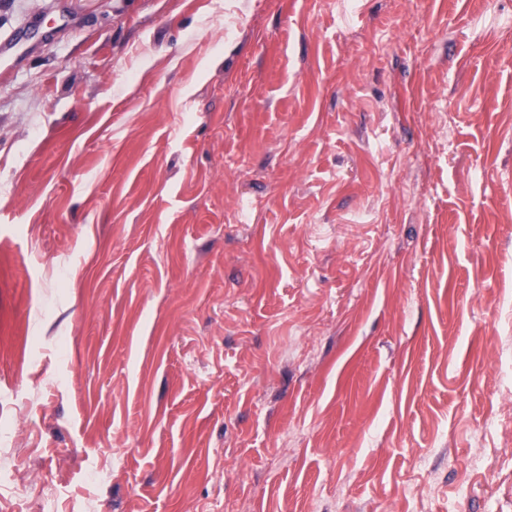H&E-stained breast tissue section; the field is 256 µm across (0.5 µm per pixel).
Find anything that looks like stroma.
I'll list each match as a JSON object with an SVG mask.
<instances>
[{
  "instance_id": "stroma-1",
  "label": "stroma",
  "mask_w": 512,
  "mask_h": 512,
  "mask_svg": "<svg viewBox=\"0 0 512 512\" xmlns=\"http://www.w3.org/2000/svg\"><path fill=\"white\" fill-rule=\"evenodd\" d=\"M0 512H512V0H0Z\"/></svg>"
}]
</instances>
